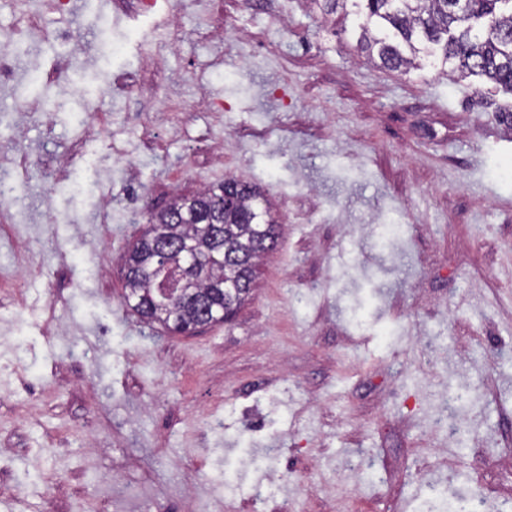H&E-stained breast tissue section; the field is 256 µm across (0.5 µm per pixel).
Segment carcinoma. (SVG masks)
Wrapping results in <instances>:
<instances>
[{
  "label": "carcinoma",
  "mask_w": 512,
  "mask_h": 512,
  "mask_svg": "<svg viewBox=\"0 0 512 512\" xmlns=\"http://www.w3.org/2000/svg\"><path fill=\"white\" fill-rule=\"evenodd\" d=\"M364 15L359 49L365 59L392 70L419 67V54L441 52V61H458L466 75L484 77L512 92V0H311L323 13L346 9ZM158 227L154 240L144 230L141 246L125 255L124 300L137 302L141 319L179 333L201 319L203 309L185 297L155 304L156 251L168 250V277L181 282L193 274L194 295L224 306V287L238 290L244 303L260 275V259L276 249L279 224L262 190L228 177L203 191L176 197L149 212Z\"/></svg>",
  "instance_id": "obj_1"
}]
</instances>
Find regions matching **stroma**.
I'll list each match as a JSON object with an SVG mask.
<instances>
[{"mask_svg":"<svg viewBox=\"0 0 512 512\" xmlns=\"http://www.w3.org/2000/svg\"><path fill=\"white\" fill-rule=\"evenodd\" d=\"M133 3L0 0V44L38 27L0 81V512L512 505V93L368 63L309 0ZM231 176L281 224L251 297L142 322L145 211Z\"/></svg>","mask_w":512,"mask_h":512,"instance_id":"stroma-1","label":"stroma"}]
</instances>
